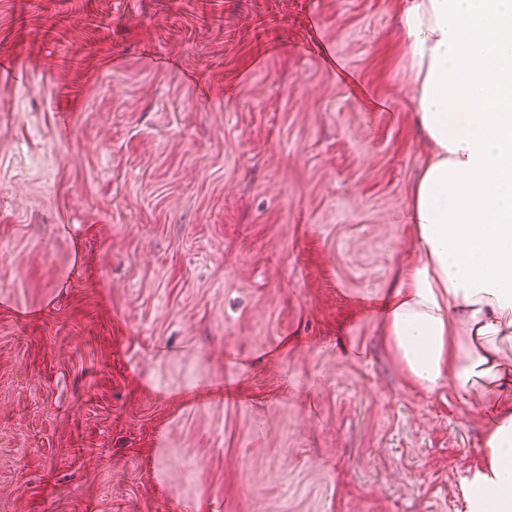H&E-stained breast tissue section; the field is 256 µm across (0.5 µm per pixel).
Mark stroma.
<instances>
[{
    "label": "stroma",
    "mask_w": 512,
    "mask_h": 512,
    "mask_svg": "<svg viewBox=\"0 0 512 512\" xmlns=\"http://www.w3.org/2000/svg\"><path fill=\"white\" fill-rule=\"evenodd\" d=\"M0 0V512H462L414 385L397 0Z\"/></svg>",
    "instance_id": "35a3bbf8"
}]
</instances>
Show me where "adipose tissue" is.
I'll return each mask as SVG.
<instances>
[{
  "instance_id": "adipose-tissue-1",
  "label": "adipose tissue",
  "mask_w": 512,
  "mask_h": 512,
  "mask_svg": "<svg viewBox=\"0 0 512 512\" xmlns=\"http://www.w3.org/2000/svg\"><path fill=\"white\" fill-rule=\"evenodd\" d=\"M411 110L432 147L409 193L417 261L383 340L410 379L479 396L465 512H512V0H401Z\"/></svg>"
}]
</instances>
